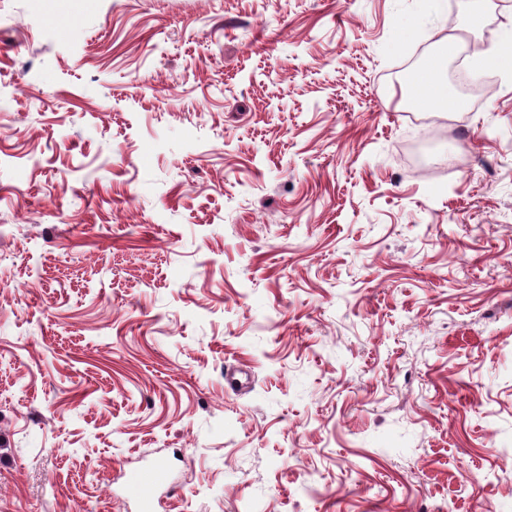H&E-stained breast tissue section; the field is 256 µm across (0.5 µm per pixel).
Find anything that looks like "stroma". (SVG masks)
I'll use <instances>...</instances> for the list:
<instances>
[{
    "mask_svg": "<svg viewBox=\"0 0 512 512\" xmlns=\"http://www.w3.org/2000/svg\"><path fill=\"white\" fill-rule=\"evenodd\" d=\"M447 3L0 0V512H512V73H400L512 5ZM406 78L413 87L416 98L423 99L432 105H447L448 83L439 74L434 63L420 67ZM122 478L126 494L144 509L142 512L152 511L156 494L169 484L168 471L156 464L129 468Z\"/></svg>",
    "mask_w": 512,
    "mask_h": 512,
    "instance_id": "stroma-1",
    "label": "stroma"
}]
</instances>
